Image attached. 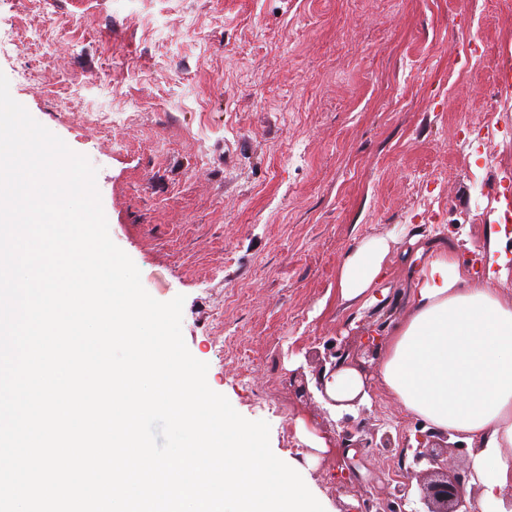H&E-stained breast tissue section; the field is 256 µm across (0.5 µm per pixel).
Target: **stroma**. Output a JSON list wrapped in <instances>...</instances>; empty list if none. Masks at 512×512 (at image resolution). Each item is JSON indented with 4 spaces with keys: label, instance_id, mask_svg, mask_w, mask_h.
Listing matches in <instances>:
<instances>
[{
    "label": "stroma",
    "instance_id": "stroma-1",
    "mask_svg": "<svg viewBox=\"0 0 512 512\" xmlns=\"http://www.w3.org/2000/svg\"><path fill=\"white\" fill-rule=\"evenodd\" d=\"M473 38L477 75L462 63ZM505 39L512 0H0L13 98L96 169L110 237L145 290L184 295L210 388L269 424L279 459L318 455L330 512L385 501L402 461L368 448L347 463L334 423L421 422L360 348L409 313L402 250L415 235L478 237L480 186L512 184V120L494 134L498 169L462 144L502 95ZM391 237L372 302H340L347 255ZM330 340L368 366L364 407L300 397L295 372L314 381L306 357Z\"/></svg>",
    "mask_w": 512,
    "mask_h": 512
}]
</instances>
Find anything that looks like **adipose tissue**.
<instances>
[{
	"label": "adipose tissue",
	"instance_id": "obj_1",
	"mask_svg": "<svg viewBox=\"0 0 512 512\" xmlns=\"http://www.w3.org/2000/svg\"><path fill=\"white\" fill-rule=\"evenodd\" d=\"M497 225L483 227L487 276L473 277L463 251L471 241L424 245L429 259L410 281V313L383 350L380 380L411 413L431 427L479 447L471 469L480 489L479 512H512V252ZM390 248L369 241L355 248L336 288L357 303L387 274Z\"/></svg>",
	"mask_w": 512,
	"mask_h": 512
}]
</instances>
